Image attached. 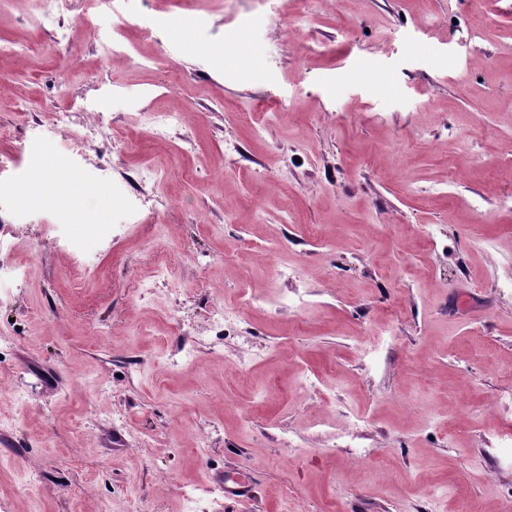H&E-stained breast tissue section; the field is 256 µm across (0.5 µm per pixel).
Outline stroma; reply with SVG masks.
I'll return each instance as SVG.
<instances>
[{
	"instance_id": "1",
	"label": "stroma",
	"mask_w": 512,
	"mask_h": 512,
	"mask_svg": "<svg viewBox=\"0 0 512 512\" xmlns=\"http://www.w3.org/2000/svg\"><path fill=\"white\" fill-rule=\"evenodd\" d=\"M51 9L0 0V183L86 192L0 195V512H512V0ZM55 159V158H54ZM60 170V163L57 159L50 165L41 168L40 179L33 187L23 193V200H35L36 203H49L54 199V188L56 177Z\"/></svg>"
}]
</instances>
